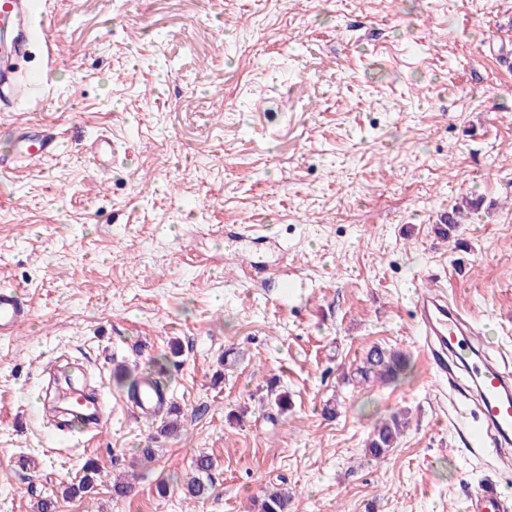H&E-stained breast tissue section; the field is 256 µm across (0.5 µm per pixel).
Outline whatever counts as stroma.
<instances>
[{"label": "stroma", "instance_id": "35a3bbf8", "mask_svg": "<svg viewBox=\"0 0 512 512\" xmlns=\"http://www.w3.org/2000/svg\"><path fill=\"white\" fill-rule=\"evenodd\" d=\"M45 27L56 62L25 64L47 83L0 112L1 150L27 120L63 139L0 176V288L32 309L0 339V512H257L271 486L290 512H464L488 481L512 498V460L471 452L413 318L435 280L512 345V0H49ZM465 197L480 208L442 237ZM375 346L405 355L396 379L359 380ZM76 367L112 420L75 444L37 395ZM119 367L167 386L176 433L122 406ZM201 454L215 490L194 502ZM89 460L94 491L66 496ZM405 423L394 418L391 422L377 426L367 443L370 454L377 457L393 448ZM214 467V461L210 456L199 455L195 459L191 473L188 474L186 481L181 485L183 494L187 499L200 501L210 494L213 487L211 472Z\"/></svg>", "mask_w": 512, "mask_h": 512}]
</instances>
